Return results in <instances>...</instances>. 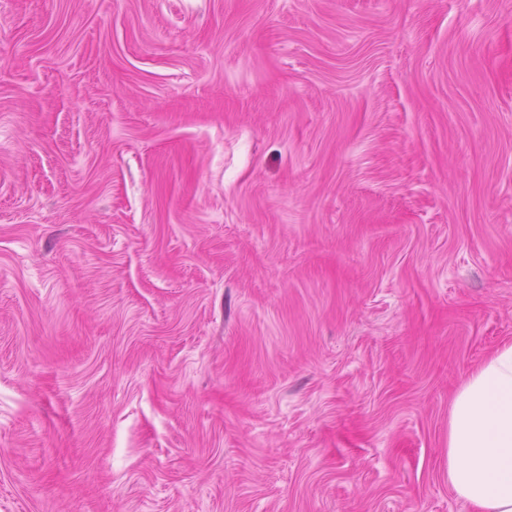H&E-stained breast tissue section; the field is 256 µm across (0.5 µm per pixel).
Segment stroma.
Returning <instances> with one entry per match:
<instances>
[{
  "label": "stroma",
  "mask_w": 512,
  "mask_h": 512,
  "mask_svg": "<svg viewBox=\"0 0 512 512\" xmlns=\"http://www.w3.org/2000/svg\"><path fill=\"white\" fill-rule=\"evenodd\" d=\"M512 344V0H0V512H473ZM448 485L476 512H512V344L473 371L450 403Z\"/></svg>",
  "instance_id": "stroma-1"
}]
</instances>
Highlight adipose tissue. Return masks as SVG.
Returning a JSON list of instances; mask_svg holds the SVG:
<instances>
[{"instance_id": "obj_1", "label": "adipose tissue", "mask_w": 512, "mask_h": 512, "mask_svg": "<svg viewBox=\"0 0 512 512\" xmlns=\"http://www.w3.org/2000/svg\"><path fill=\"white\" fill-rule=\"evenodd\" d=\"M448 484L476 512H512V344L473 371L450 403Z\"/></svg>"}]
</instances>
